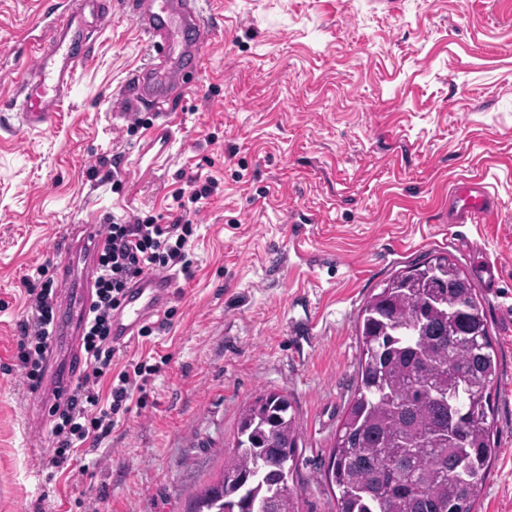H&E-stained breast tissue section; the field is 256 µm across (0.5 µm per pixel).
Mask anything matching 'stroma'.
<instances>
[{
	"label": "stroma",
	"mask_w": 512,
	"mask_h": 512,
	"mask_svg": "<svg viewBox=\"0 0 512 512\" xmlns=\"http://www.w3.org/2000/svg\"><path fill=\"white\" fill-rule=\"evenodd\" d=\"M72 5L0 0V512H188L264 390L292 403L300 512H336L325 472L355 391L359 310L435 253L485 304L497 453L478 512H512V0H198L212 29L201 72L135 123L116 112L149 46L116 2L108 29L88 25L90 55L53 123L21 128L4 106L28 65L19 36ZM166 122L170 160L148 169L147 135ZM467 176L490 185L494 215L440 223ZM210 180L186 216L191 274L173 317L112 361L116 374L156 368L147 405L52 471L56 419L30 409L53 401L17 359L25 275L57 270L75 225L167 224L174 192ZM486 257L507 262L494 293Z\"/></svg>",
	"instance_id": "1"
}]
</instances>
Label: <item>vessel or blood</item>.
Segmentation results:
<instances>
[{"instance_id":"obj_1","label":"vessel or blood","mask_w":512,"mask_h":512,"mask_svg":"<svg viewBox=\"0 0 512 512\" xmlns=\"http://www.w3.org/2000/svg\"><path fill=\"white\" fill-rule=\"evenodd\" d=\"M87 2L92 7L91 17H84L79 11L61 15L31 43L28 51L31 64L15 99L21 126L30 130L43 128L61 111L77 68L87 57L80 47L86 19H93L101 30L110 25L112 11L104 0ZM124 6L137 28L147 36L151 51L150 61L136 71L126 91L131 107L126 117L131 120L135 109L144 103L166 101L172 89L181 85L185 68L200 67L202 50L211 33L195 0H125ZM172 138L173 133L166 125L151 132L146 147L150 165L167 162ZM494 211V195L482 178L462 177L450 184L449 223L477 224L487 220ZM100 240V225H79L78 242L70 247L59 279L70 305V320L60 325L48 350L50 366L58 365L61 349H68L73 357L80 353L82 318L90 305L92 283L97 277L94 256ZM176 286V277L166 271L149 272L135 279L112 313L113 345L131 343L146 323L161 316Z\"/></svg>"}]
</instances>
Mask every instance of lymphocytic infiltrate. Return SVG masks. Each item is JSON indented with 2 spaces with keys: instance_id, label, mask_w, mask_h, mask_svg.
I'll list each match as a JSON object with an SVG mask.
<instances>
[{
  "instance_id": "obj_1",
  "label": "lymphocytic infiltrate",
  "mask_w": 512,
  "mask_h": 512,
  "mask_svg": "<svg viewBox=\"0 0 512 512\" xmlns=\"http://www.w3.org/2000/svg\"><path fill=\"white\" fill-rule=\"evenodd\" d=\"M193 227L173 220L159 224L152 218H134L107 225L99 249L96 299L86 318L83 344L86 366L65 399L56 403L58 421L52 429L53 451L48 465H67L73 449L98 444L112 430L116 417L131 399L146 403L149 378L143 366L116 374L110 386V403H101L98 383L112 373L116 349L110 338L113 309L120 303L128 284L147 271L158 269L189 273V242ZM32 323L18 347V360L26 371L30 388H38L42 363L56 322L53 312L54 279L47 268L37 267L25 278Z\"/></svg>"
}]
</instances>
